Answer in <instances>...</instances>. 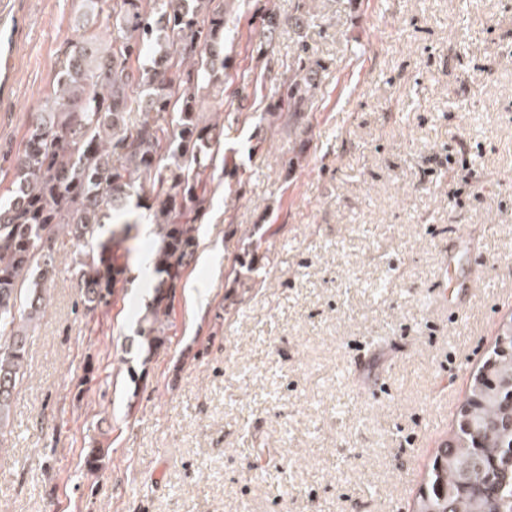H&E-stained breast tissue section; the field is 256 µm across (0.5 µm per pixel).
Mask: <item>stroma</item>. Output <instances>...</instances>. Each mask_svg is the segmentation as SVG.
<instances>
[{
	"label": "stroma",
	"mask_w": 512,
	"mask_h": 512,
	"mask_svg": "<svg viewBox=\"0 0 512 512\" xmlns=\"http://www.w3.org/2000/svg\"><path fill=\"white\" fill-rule=\"evenodd\" d=\"M81 8L0 0L1 200ZM224 10V170L167 340L148 353L136 337L153 232L132 226L92 312L58 237L0 440V512H413L512 318V0ZM303 46L318 67L296 128L275 104Z\"/></svg>",
	"instance_id": "obj_1"
}]
</instances>
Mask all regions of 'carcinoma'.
I'll return each mask as SVG.
<instances>
[{
  "label": "carcinoma",
  "mask_w": 512,
  "mask_h": 512,
  "mask_svg": "<svg viewBox=\"0 0 512 512\" xmlns=\"http://www.w3.org/2000/svg\"><path fill=\"white\" fill-rule=\"evenodd\" d=\"M82 0L80 40L65 53L52 92L36 112L14 162L11 200L0 204V428L26 360L27 330L44 312L41 280L54 268V240L77 243L71 272L87 310L109 303L119 283L112 237L99 228L111 213L128 239L133 211L156 226L154 298L137 336L147 352L164 344L162 317L193 257L205 216L213 147L222 127L200 104L224 78V0ZM148 64L132 68L131 60ZM316 62L298 54L278 111L302 118ZM141 112L133 127L124 114ZM28 285L26 308L18 292ZM494 367L473 377L454 437L418 501L417 512H512V430L505 419L512 352L492 351Z\"/></svg>",
  "instance_id": "obj_1"
}]
</instances>
